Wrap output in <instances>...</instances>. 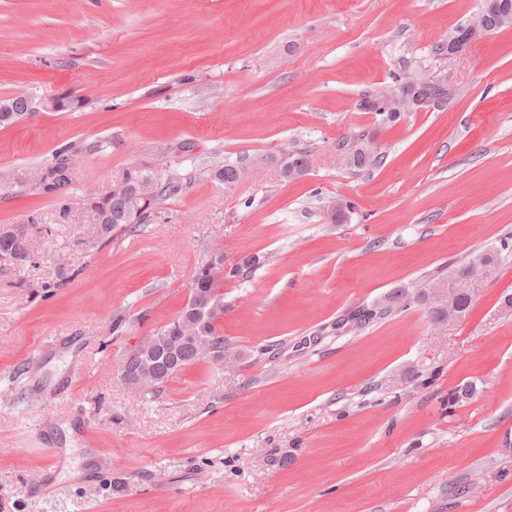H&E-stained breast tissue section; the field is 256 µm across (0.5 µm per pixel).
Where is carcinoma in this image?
<instances>
[{"instance_id":"1","label":"carcinoma","mask_w":512,"mask_h":512,"mask_svg":"<svg viewBox=\"0 0 512 512\" xmlns=\"http://www.w3.org/2000/svg\"><path fill=\"white\" fill-rule=\"evenodd\" d=\"M395 90L382 89L364 96L362 105L370 112L381 117V120L387 123H396L405 115V110L401 104L390 100L394 96ZM12 111L0 112V127L10 126L24 116L29 114L30 104L24 97H15L10 99ZM364 136L360 135L354 140L341 144L343 153L350 155L351 167L358 170L373 168L382 163V153L364 154L361 152V141ZM305 168L308 165L307 155L303 152H292L285 154L283 163H281V173L283 178H288V166ZM146 178L154 182L153 199L144 204L142 214L133 221L127 218L128 202L124 196H113L108 194L102 198L96 197L89 200L86 206H95L97 218H92L90 214H85V218L90 224L97 226L98 238L101 243L106 244L112 241V232L118 227L124 226L130 232L136 231L144 224L151 222V217L156 213V209L161 201L177 187L176 181L172 178H163L152 170L142 167L140 169L129 168L123 175V180L129 187L133 188ZM69 181V167L67 158L63 154L57 155L54 160L46 165L43 170V179L36 188L43 193H53L62 188ZM36 225L35 221L27 224H14L6 227H0V260L10 261L16 264H23L32 260L29 248V228ZM482 252L477 251L470 255L462 263L456 265L451 273L458 278L474 279L478 276V269L474 262ZM257 259L255 256H247L229 269H224V262H208L195 270L191 291L202 294H211L214 296H223L222 288L224 277L242 278L246 276L249 270L255 265ZM388 309H403L412 303H422L419 292L415 291L412 296H407L403 290H396L386 297ZM187 316V310H182L180 315L168 324L157 329V332L169 337L170 351L173 353V360L166 362L158 360L157 376L155 382H148L143 389L146 394H154L160 391L169 380L178 375L188 366L204 359H208L214 353L224 352V335L221 332L220 319L216 318L204 324L200 336L202 339L199 344L193 346L186 344L181 338V323Z\"/></svg>"}]
</instances>
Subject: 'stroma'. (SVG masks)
I'll list each match as a JSON object with an SVG mask.
<instances>
[{"mask_svg":"<svg viewBox=\"0 0 512 512\" xmlns=\"http://www.w3.org/2000/svg\"><path fill=\"white\" fill-rule=\"evenodd\" d=\"M482 4L0 0V99L35 104L0 128V226L38 221L33 263L0 260V512H512V255L458 323L351 319L512 235V29L439 51ZM408 73L447 99L362 109ZM64 92L80 107L44 109ZM360 135L380 167L340 164ZM291 151L309 170L286 180ZM60 152L68 184L39 193ZM134 163L176 191L86 249V199ZM217 249L260 258L224 282L223 360L133 393L124 357ZM397 90L395 88L382 89L365 95L362 105L369 112H375L376 115H379L382 121L396 123L406 114L401 104L389 99V97L395 96L394 93Z\"/></svg>","mask_w":512,"mask_h":512,"instance_id":"obj_1","label":"stroma"}]
</instances>
